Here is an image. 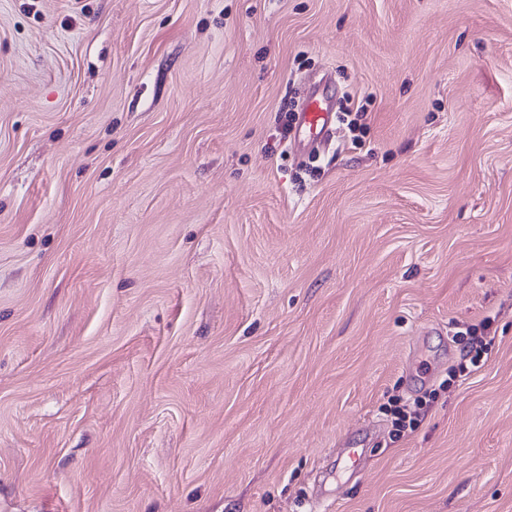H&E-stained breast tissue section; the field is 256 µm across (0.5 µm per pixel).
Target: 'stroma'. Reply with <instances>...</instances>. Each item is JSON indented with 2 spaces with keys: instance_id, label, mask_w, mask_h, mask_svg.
<instances>
[{
  "instance_id": "stroma-1",
  "label": "stroma",
  "mask_w": 512,
  "mask_h": 512,
  "mask_svg": "<svg viewBox=\"0 0 512 512\" xmlns=\"http://www.w3.org/2000/svg\"><path fill=\"white\" fill-rule=\"evenodd\" d=\"M0 512H512V0H0ZM331 108L318 100H309L305 112L301 113V124L298 127L300 135L308 138V142H325L332 134ZM489 320H485L483 322V334L481 336L478 335H470L471 337V350L468 354L469 357V365L466 363H461L458 368L454 371L453 377H463L470 375L473 371L480 368L484 365L483 357L484 352L486 351L487 345L491 343V338L489 336ZM486 331V332H485ZM483 362V364H482Z\"/></svg>"
}]
</instances>
